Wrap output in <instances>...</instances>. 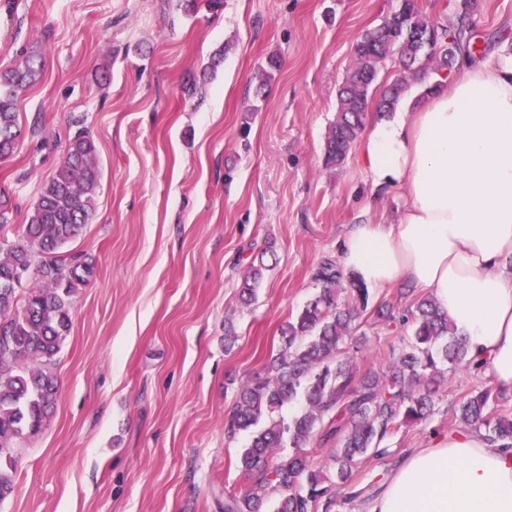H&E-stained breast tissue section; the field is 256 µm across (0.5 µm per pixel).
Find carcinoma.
<instances>
[{"mask_svg":"<svg viewBox=\"0 0 512 512\" xmlns=\"http://www.w3.org/2000/svg\"><path fill=\"white\" fill-rule=\"evenodd\" d=\"M474 7V0H461L455 20L446 25L424 18L416 0H402L398 11L357 39L355 63L339 88L325 139L326 165H341L359 137L387 59L397 58L401 70L378 100L380 113L395 111L429 74L474 58ZM43 66L42 55L30 53L21 65L0 72L1 160L11 156L21 135L17 99L37 83ZM279 68L276 58L267 60L259 89ZM100 178L95 139L82 131L41 187L18 241L0 254V460L8 464L42 430L57 403L55 357L71 331V296L90 273L62 249L91 223ZM264 270L262 264L247 267L242 295L254 294ZM18 274L34 281L22 297L8 286ZM312 280L319 292L281 327L284 346L266 375L242 382L224 414L228 438L251 433L239 458L249 482L224 492V512H260L271 490L284 491L274 512H330L331 479L306 447L331 448L336 478L347 487L358 464L386 453L381 444L388 436L432 413L434 400L422 386L436 382L446 368L471 367L466 340L433 297L424 295L398 315L390 301L375 307L385 325L410 331V341L386 368L360 370L347 345L369 308V289L332 257L319 262ZM500 402V392L488 386L458 405L461 429L480 435L491 449L512 448V412Z\"/></svg>","mask_w":512,"mask_h":512,"instance_id":"cac0c4a2","label":"carcinoma"}]
</instances>
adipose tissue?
<instances>
[{
  "label": "adipose tissue",
  "mask_w": 512,
  "mask_h": 512,
  "mask_svg": "<svg viewBox=\"0 0 512 512\" xmlns=\"http://www.w3.org/2000/svg\"><path fill=\"white\" fill-rule=\"evenodd\" d=\"M373 188L404 189L397 224L355 225L344 269L372 288L429 290L471 357L512 391V53L463 63L415 113L369 126ZM358 512H512V450L470 431L409 452Z\"/></svg>",
  "instance_id": "1"
}]
</instances>
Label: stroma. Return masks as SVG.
<instances>
[{"mask_svg": "<svg viewBox=\"0 0 512 512\" xmlns=\"http://www.w3.org/2000/svg\"><path fill=\"white\" fill-rule=\"evenodd\" d=\"M222 3L187 13L179 0H0V71L27 51L46 60L18 100L23 136L0 160V245L16 241L78 130L101 168L94 217L65 249L92 271L56 356L60 397L15 455L0 512H224L225 491L247 481L249 436L224 435L238 386L279 352L282 325L317 291L314 268L339 257L351 226L396 223L405 204L374 192L360 146L340 167L323 162L354 44L401 0ZM474 24L482 61L512 48V0H477ZM271 55L281 68L261 91ZM257 257L268 271L246 305L242 275ZM360 332L364 370L408 339L374 318ZM489 383L446 373L433 415L395 431L350 487L447 436L458 402Z\"/></svg>", "mask_w": 512, "mask_h": 512, "instance_id": "stroma-1", "label": "stroma"}]
</instances>
